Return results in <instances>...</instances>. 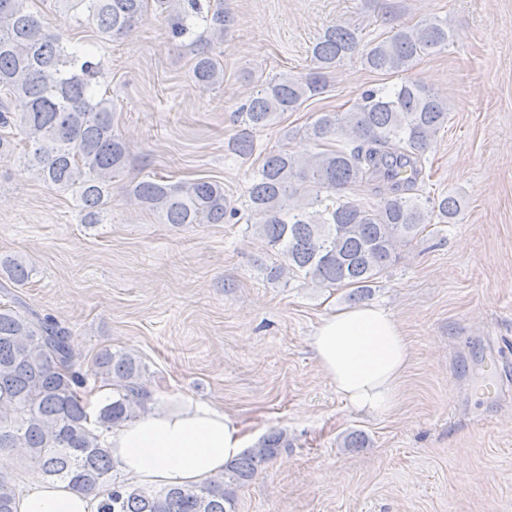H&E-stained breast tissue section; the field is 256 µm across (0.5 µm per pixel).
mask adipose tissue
I'll list each match as a JSON object with an SVG mask.
<instances>
[{"label": "adipose tissue", "mask_w": 512, "mask_h": 512, "mask_svg": "<svg viewBox=\"0 0 512 512\" xmlns=\"http://www.w3.org/2000/svg\"><path fill=\"white\" fill-rule=\"evenodd\" d=\"M314 359L349 407L392 413L412 362L400 324L383 308L365 303L325 317L310 341ZM112 458L148 486H183L223 473L244 448L242 428L223 409L188 401L151 411L107 437ZM99 501L61 483L29 477L15 495L16 512H97Z\"/></svg>", "instance_id": "1"}]
</instances>
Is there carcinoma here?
Listing matches in <instances>:
<instances>
[{
  "label": "carcinoma",
  "instance_id": "cac0c4a2",
  "mask_svg": "<svg viewBox=\"0 0 512 512\" xmlns=\"http://www.w3.org/2000/svg\"><path fill=\"white\" fill-rule=\"evenodd\" d=\"M30 0H0V159L11 140L25 144L19 163L47 185L74 195L81 220L101 224L112 203V180L124 172L126 144L114 126L112 99L96 96L94 54L70 48L32 10ZM63 14L93 27L106 41L129 36L148 11L167 20L172 38L202 17L211 40L224 39V9L201 16L199 0H54ZM448 46V26L421 20L371 46L346 26L327 28L312 46L315 68L265 82L235 110L230 150L254 153L255 134L279 113L295 112L324 93L338 64L360 59L368 70L401 76L393 90L367 89L345 112H321L307 128L317 152L300 158L284 149L262 158L243 193L242 209L228 210L224 185L210 178L177 183L133 181L128 200L164 224H222L242 214L279 260L268 280L298 277L323 288L350 286L353 301L400 260L426 224H452L460 210L451 193L419 198L425 156L448 123V99L408 76L413 62ZM191 79L204 90L223 83L213 49L194 59ZM377 185L380 200L361 204L346 190ZM9 280L23 285L31 269L12 260ZM68 328L50 317H26L0 307V453H17L53 481L98 497L113 486L98 512H235V489L251 481L283 446L272 433L230 461L224 474L199 485L148 493L112 485L114 461L104 434L140 418L152 401L139 361L106 349L94 376L112 387L96 414L85 398L87 375L75 370ZM15 494L0 476V512H13Z\"/></svg>",
  "mask_w": 512,
  "mask_h": 512
}]
</instances>
